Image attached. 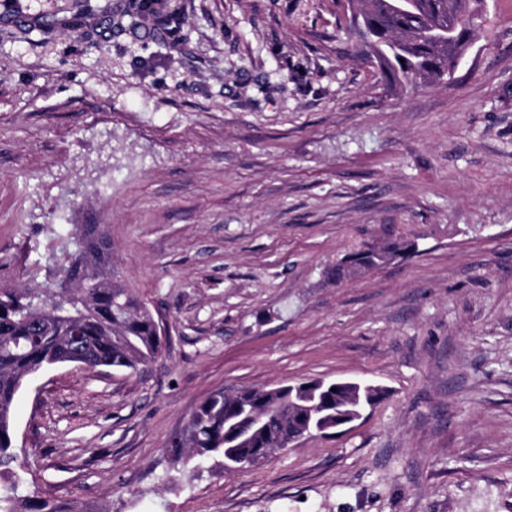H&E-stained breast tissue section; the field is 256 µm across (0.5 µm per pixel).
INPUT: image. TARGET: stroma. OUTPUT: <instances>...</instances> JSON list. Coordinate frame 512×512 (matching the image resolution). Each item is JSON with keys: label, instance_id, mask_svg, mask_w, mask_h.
I'll return each mask as SVG.
<instances>
[{"label": "stroma", "instance_id": "obj_1", "mask_svg": "<svg viewBox=\"0 0 512 512\" xmlns=\"http://www.w3.org/2000/svg\"><path fill=\"white\" fill-rule=\"evenodd\" d=\"M0 0V287L54 281L55 224L103 225L168 342L135 372L27 378L31 490L92 512H512V0L449 83L401 92L349 0ZM414 253L343 282L385 237ZM360 379L363 419L259 465L168 452L222 389Z\"/></svg>", "mask_w": 512, "mask_h": 512}]
</instances>
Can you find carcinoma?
<instances>
[{
    "label": "carcinoma",
    "instance_id": "carcinoma-1",
    "mask_svg": "<svg viewBox=\"0 0 512 512\" xmlns=\"http://www.w3.org/2000/svg\"><path fill=\"white\" fill-rule=\"evenodd\" d=\"M149 0H132L125 17L136 29L150 10ZM352 30L366 49V60L405 92L448 79L466 56L476 34L484 0H356ZM106 12L83 0L67 24ZM66 250L56 261L53 288H0V512H93L79 503L63 504L30 491L13 448L12 409L26 377L59 364L89 369L136 370L153 361L164 337L153 312L117 279L112 242L100 224H74L59 235ZM411 249L386 239L355 256L366 270L380 267ZM304 383L260 390H220L209 396L170 442L169 452L184 466L224 463V411L259 404L265 418L238 448L245 469L270 455L297 433L304 422L293 401Z\"/></svg>",
    "mask_w": 512,
    "mask_h": 512
}]
</instances>
